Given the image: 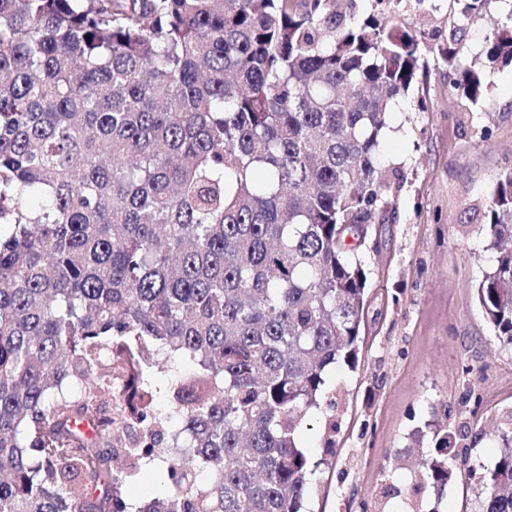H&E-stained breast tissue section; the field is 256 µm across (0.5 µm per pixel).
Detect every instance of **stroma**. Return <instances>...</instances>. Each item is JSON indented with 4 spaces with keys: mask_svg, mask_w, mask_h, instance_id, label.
<instances>
[{
    "mask_svg": "<svg viewBox=\"0 0 512 512\" xmlns=\"http://www.w3.org/2000/svg\"><path fill=\"white\" fill-rule=\"evenodd\" d=\"M450 0H402L408 29L448 31ZM445 64L431 66L399 97L380 144L403 183L384 223L373 225L368 254L370 306L356 368L337 366L336 449L319 442L322 417L300 439L320 466L310 512H407L384 495L410 472L400 451L424 424L448 429L470 462L498 453L475 440L512 415V348L497 340L476 299L494 255L485 224L498 176L512 168V67L493 77L485 105L465 107ZM426 111H415L417 100ZM447 414L434 413L435 404Z\"/></svg>",
    "mask_w": 512,
    "mask_h": 512,
    "instance_id": "stroma-1",
    "label": "stroma"
}]
</instances>
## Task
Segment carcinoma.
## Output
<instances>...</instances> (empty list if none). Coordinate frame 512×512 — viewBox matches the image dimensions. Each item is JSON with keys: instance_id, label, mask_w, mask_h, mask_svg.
<instances>
[{"instance_id": "1", "label": "carcinoma", "mask_w": 512, "mask_h": 512, "mask_svg": "<svg viewBox=\"0 0 512 512\" xmlns=\"http://www.w3.org/2000/svg\"><path fill=\"white\" fill-rule=\"evenodd\" d=\"M0 0V512H302L301 424L357 361L361 248L401 172L380 141L435 33L402 0ZM443 62L471 105L512 66V0H454ZM477 299L512 347V170L493 189ZM153 351L188 367L154 407ZM112 397V407L101 401ZM499 455L460 466L412 434V496L478 489L512 512ZM165 494L129 488L154 464ZM489 31L488 18L475 19L464 26L463 39L470 49V55H475L481 48L483 40Z\"/></svg>"}]
</instances>
